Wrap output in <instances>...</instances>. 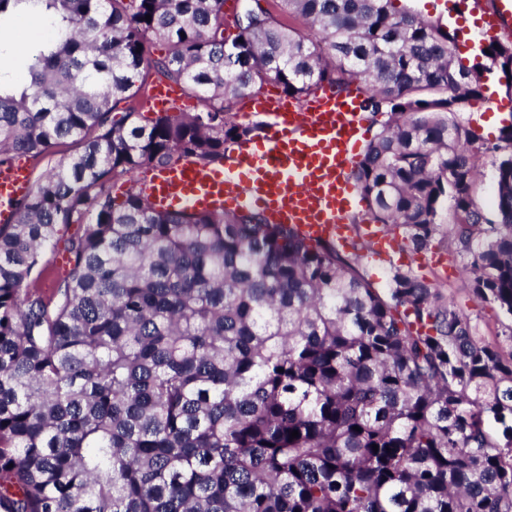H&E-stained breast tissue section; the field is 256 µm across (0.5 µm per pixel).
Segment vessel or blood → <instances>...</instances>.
Listing matches in <instances>:
<instances>
[{
	"label": "vessel or blood",
	"mask_w": 512,
	"mask_h": 512,
	"mask_svg": "<svg viewBox=\"0 0 512 512\" xmlns=\"http://www.w3.org/2000/svg\"><path fill=\"white\" fill-rule=\"evenodd\" d=\"M483 21L491 36L512 26V0H497ZM182 100L179 88L160 83L144 92L142 105L168 112ZM361 100V93L340 94L326 85L300 100L273 91L254 95L245 112L267 117L266 136L232 147L221 167L186 160L158 170L146 180V192L162 210H253L271 223L293 225L309 240L346 245L354 233L349 218L362 204L348 178L361 158ZM31 187L27 166L0 167V223L12 222L14 200Z\"/></svg>",
	"instance_id": "vessel-or-blood-1"
}]
</instances>
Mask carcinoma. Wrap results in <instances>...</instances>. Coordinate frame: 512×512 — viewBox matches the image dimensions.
Returning a JSON list of instances; mask_svg holds the SVG:
<instances>
[{"mask_svg": "<svg viewBox=\"0 0 512 512\" xmlns=\"http://www.w3.org/2000/svg\"><path fill=\"white\" fill-rule=\"evenodd\" d=\"M32 2L51 28L0 82V166L77 150L0 226V512H512V355L408 271L381 293L329 242L160 211L134 179L224 162L266 84L354 85L379 124L352 171L367 214L418 253L452 211L474 293L512 318V124L491 143L463 119L485 73L512 92V44L467 66L392 0H241L231 39L224 0H0V26ZM154 79L202 110L143 118ZM480 175L477 180L475 199L477 204L488 214L496 208V188L491 158L480 155L478 158Z\"/></svg>", "mask_w": 512, "mask_h": 512, "instance_id": "cac0c4a2", "label": "carcinoma"}]
</instances>
